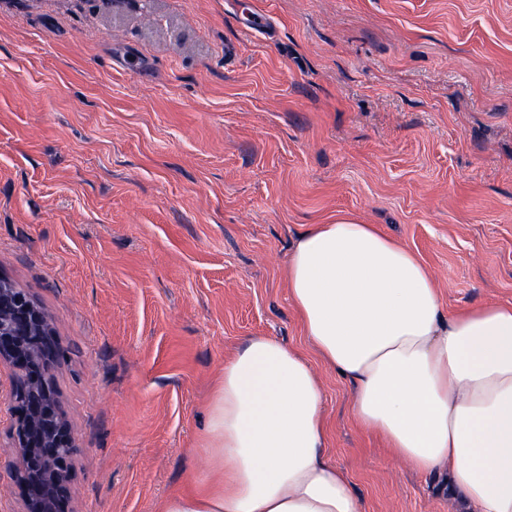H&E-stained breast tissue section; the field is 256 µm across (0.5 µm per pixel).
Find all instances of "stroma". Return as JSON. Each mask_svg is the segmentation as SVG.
<instances>
[{
	"instance_id": "35a3bbf8",
	"label": "stroma",
	"mask_w": 512,
	"mask_h": 512,
	"mask_svg": "<svg viewBox=\"0 0 512 512\" xmlns=\"http://www.w3.org/2000/svg\"><path fill=\"white\" fill-rule=\"evenodd\" d=\"M341 213L413 250L448 313L512 303V0H0V276L61 350L65 512L206 480L252 336L322 373L359 512H452L358 427L289 300L296 239ZM11 389L0 365V512H24Z\"/></svg>"
}]
</instances>
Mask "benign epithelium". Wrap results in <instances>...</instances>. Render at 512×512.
I'll return each instance as SVG.
<instances>
[{"mask_svg":"<svg viewBox=\"0 0 512 512\" xmlns=\"http://www.w3.org/2000/svg\"><path fill=\"white\" fill-rule=\"evenodd\" d=\"M50 329L51 319L26 293L0 302V364L13 373L12 439L20 458L13 480L25 492L26 512L62 509L74 450L62 414H57L56 425H49L46 403L38 395L49 383L47 361L59 355Z\"/></svg>","mask_w":512,"mask_h":512,"instance_id":"7a95c632","label":"benign epithelium"}]
</instances>
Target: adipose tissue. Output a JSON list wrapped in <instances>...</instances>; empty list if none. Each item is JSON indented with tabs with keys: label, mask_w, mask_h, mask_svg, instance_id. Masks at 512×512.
I'll return each instance as SVG.
<instances>
[{
	"label": "adipose tissue",
	"mask_w": 512,
	"mask_h": 512,
	"mask_svg": "<svg viewBox=\"0 0 512 512\" xmlns=\"http://www.w3.org/2000/svg\"><path fill=\"white\" fill-rule=\"evenodd\" d=\"M289 299L322 362L350 383L356 423L421 474L445 476L455 512H512V303L448 314L401 241L351 215L299 235ZM323 383L296 349L250 338L210 400V479L161 512H359L330 463Z\"/></svg>",
	"instance_id": "adipose-tissue-1"
}]
</instances>
